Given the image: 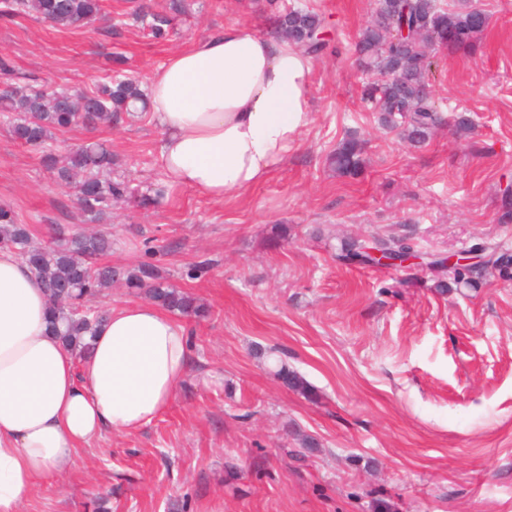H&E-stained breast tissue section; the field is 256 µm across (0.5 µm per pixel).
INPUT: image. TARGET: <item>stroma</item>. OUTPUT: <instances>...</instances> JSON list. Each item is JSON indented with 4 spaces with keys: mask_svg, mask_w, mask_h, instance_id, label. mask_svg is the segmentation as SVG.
<instances>
[{
    "mask_svg": "<svg viewBox=\"0 0 512 512\" xmlns=\"http://www.w3.org/2000/svg\"><path fill=\"white\" fill-rule=\"evenodd\" d=\"M173 31L152 38L132 17L153 0H105L94 24L59 29L0 17V55L56 89H90L116 56L146 82L169 56L224 24L273 33L269 0H174ZM325 16L330 47L315 58L313 124L258 186L217 202L169 182L151 113L58 136L62 156L103 141L131 196L102 232L106 263H149L206 303L185 319L190 368L170 405L131 434L103 432L36 489L19 512H512V277L440 293L424 266L344 265L340 239L406 238L421 254L512 248L502 223L512 182V0H441L489 16L474 53L437 51L429 72L445 117L413 147L383 129L354 55L376 0H289ZM471 133L457 132V116ZM365 144L360 176L326 158L347 136ZM168 188L159 205L140 199ZM72 188L43 152L0 129V204L34 242L81 230ZM288 227L278 245L276 225ZM276 350L313 387L283 388L261 351ZM318 446L297 454V438Z\"/></svg>",
    "mask_w": 512,
    "mask_h": 512,
    "instance_id": "35a3bbf8",
    "label": "stroma"
}]
</instances>
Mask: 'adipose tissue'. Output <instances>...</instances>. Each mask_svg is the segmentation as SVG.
I'll list each match as a JSON object with an SVG mask.
<instances>
[{"label": "adipose tissue", "mask_w": 512, "mask_h": 512, "mask_svg": "<svg viewBox=\"0 0 512 512\" xmlns=\"http://www.w3.org/2000/svg\"><path fill=\"white\" fill-rule=\"evenodd\" d=\"M313 70L304 50L238 23L172 54L147 87L167 176L218 202L259 185L312 124ZM49 320L27 263L0 249V512L102 432L150 423L189 370L186 330L153 303L107 312L84 357Z\"/></svg>", "instance_id": "obj_1"}]
</instances>
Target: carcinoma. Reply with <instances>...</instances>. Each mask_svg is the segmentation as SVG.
<instances>
[{
    "label": "carcinoma",
    "mask_w": 512,
    "mask_h": 512,
    "mask_svg": "<svg viewBox=\"0 0 512 512\" xmlns=\"http://www.w3.org/2000/svg\"><path fill=\"white\" fill-rule=\"evenodd\" d=\"M5 14H32L51 25L69 29L93 23L102 16L103 0H0ZM377 16L382 21L363 28L355 42L361 65L374 72L377 80L363 89L364 99L379 113V122L400 131L413 146L426 142L439 122L434 100L419 96L418 81L430 72L431 50L436 46L450 51L471 47L488 19H474L470 11H448L437 0H378ZM302 25L292 37L298 47L314 57L329 47L321 37L325 30L322 16L299 7L279 16L277 34L285 27ZM168 16L152 13L150 32L156 38L168 33ZM407 29V35L391 39L388 31ZM146 94L130 79L110 76L88 90H51L27 83H10L0 89V126L13 140L36 149H45L58 135L75 128L96 129L112 122L121 113L146 111ZM361 140L348 137L329 155L328 163L336 174L354 177L363 168ZM56 180L73 183L77 188L76 205L89 224H98L111 214L112 204L128 196V186L112 179V153L102 143L75 146L63 164H51ZM382 247L399 258L411 249L406 241L376 237L371 242L352 240L341 244L336 260L342 264H368L372 260L365 247ZM0 248L11 249L30 266L47 292L52 332L79 354L89 349L86 337L95 333L101 314L76 311V305L99 296L121 280L128 288L143 291L145 297L161 309L183 317L202 318L207 305L192 294L178 289L160 275L155 266L142 263L135 268L117 270L101 262L112 251V241L100 232H82L62 236L51 245L32 242L28 225L19 222L15 211L0 206ZM443 260L431 264L436 288L442 293L452 286L477 287L473 271L449 270ZM274 376L287 389L311 396L312 386L298 372L279 362Z\"/></svg>",
    "instance_id": "carcinoma-1"
}]
</instances>
